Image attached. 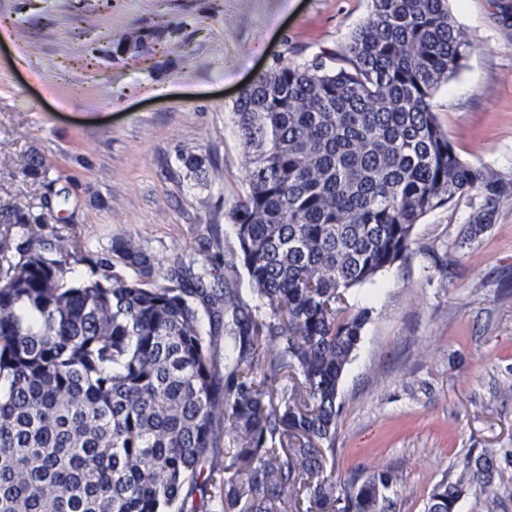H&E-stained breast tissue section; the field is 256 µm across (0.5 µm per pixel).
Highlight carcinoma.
Masks as SVG:
<instances>
[{"instance_id": "obj_1", "label": "carcinoma", "mask_w": 512, "mask_h": 512, "mask_svg": "<svg viewBox=\"0 0 512 512\" xmlns=\"http://www.w3.org/2000/svg\"><path fill=\"white\" fill-rule=\"evenodd\" d=\"M466 46L448 0H372L348 65L278 62L241 90L230 268L254 308L179 266L154 284L131 238L112 240L100 278L70 283L81 241L46 248L44 214L11 208L23 233L0 232V512H387L388 468L324 475L371 317L346 295L403 257L427 213L466 201L467 244L512 196V178L460 159L433 112ZM510 465V449L467 456L427 512H455L471 489L496 497Z\"/></svg>"}]
</instances>
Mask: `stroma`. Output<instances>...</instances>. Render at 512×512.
<instances>
[{"label":"stroma","instance_id":"35a3bbf8","mask_svg":"<svg viewBox=\"0 0 512 512\" xmlns=\"http://www.w3.org/2000/svg\"><path fill=\"white\" fill-rule=\"evenodd\" d=\"M512 0H448L470 42L432 103L461 159L512 177ZM371 0H0V223L14 205L45 239L84 245L67 278L86 281L113 238L158 272L221 285L237 249L227 213L245 191L233 105L276 61L346 52ZM144 50L119 52L128 33ZM210 157L207 179L179 159ZM47 173H23L29 158ZM465 204L423 216L405 259L351 288L370 321L340 382L335 452L349 480L383 465L394 512H424L474 449L512 448V198L467 247Z\"/></svg>","mask_w":512,"mask_h":512}]
</instances>
